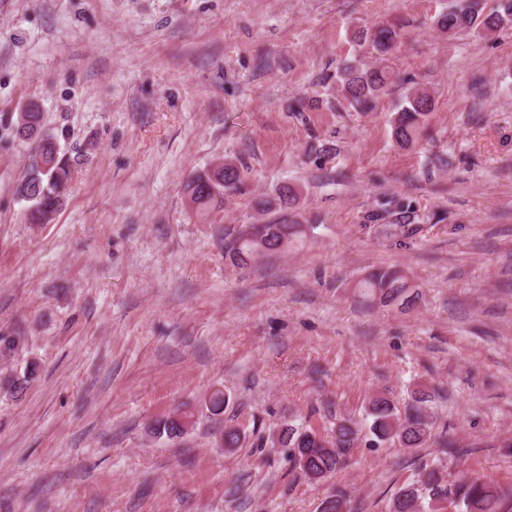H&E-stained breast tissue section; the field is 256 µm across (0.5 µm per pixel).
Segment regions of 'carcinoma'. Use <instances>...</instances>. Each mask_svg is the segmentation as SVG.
Listing matches in <instances>:
<instances>
[{
  "label": "carcinoma",
  "mask_w": 512,
  "mask_h": 512,
  "mask_svg": "<svg viewBox=\"0 0 512 512\" xmlns=\"http://www.w3.org/2000/svg\"><path fill=\"white\" fill-rule=\"evenodd\" d=\"M512 25V0H496L490 12H485L481 0H453L435 19L436 28L450 38L489 36L504 26ZM361 38L372 43L381 57L395 51L401 33L394 27H379L364 32ZM339 96L357 112H367L394 82V71L388 66L371 67L355 59L343 65L337 76ZM435 98L425 88L407 91L392 121V138L401 147L413 145L429 114L434 111ZM74 170V159L61 152L57 138L44 133L36 155L15 185L16 197L25 203L26 220L32 224H47L64 205ZM244 170L232 161L216 163L196 174L186 183L188 205L197 213H209L224 205V197L244 190ZM296 199V191L284 184L273 195L254 200L258 212L285 210ZM386 216L397 224H408L411 205L390 200L384 209ZM306 224H243L232 239L225 243L231 258L247 264L306 234ZM357 287L374 301L386 305L409 306L415 303L413 284L404 271L397 268L377 269L360 280ZM427 395L414 396L413 402L401 410L385 394L370 399L366 415L371 419V441L379 447L399 446L413 451L426 445L432 432V419L426 409ZM189 417L179 415L154 423L157 435L179 437L187 432ZM362 429L347 419L336 421L329 437L312 427L286 428L277 441L291 448L296 467L310 480L320 481L335 471L351 455L358 444ZM224 447L239 448L245 441L240 429L224 428ZM512 501V489H503L484 477H463L452 483L445 480L437 467L424 469L414 484L401 487L391 498L389 512H445L453 506L456 512H504L503 505ZM346 494L338 490L321 504L320 512H344Z\"/></svg>",
  "instance_id": "cac0c4a2"
}]
</instances>
